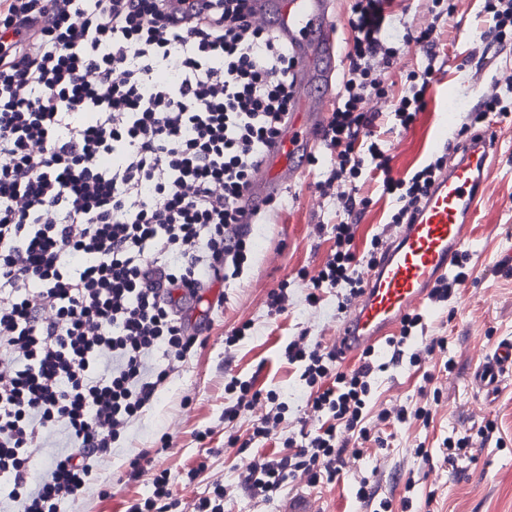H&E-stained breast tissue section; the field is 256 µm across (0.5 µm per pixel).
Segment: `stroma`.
<instances>
[{
    "mask_svg": "<svg viewBox=\"0 0 512 512\" xmlns=\"http://www.w3.org/2000/svg\"><path fill=\"white\" fill-rule=\"evenodd\" d=\"M481 6V0H460L442 37L447 63L427 92L425 112L409 130L386 134L392 177H404L440 151L442 114L466 110L512 69V50L497 52L486 63L480 60L484 40L472 20ZM486 124L498 131L501 145L488 161L483 208L469 229L468 277L447 306L428 301L421 305L425 330L406 344L412 352L444 336L448 349L430 355L423 371L403 364L379 373L371 399L376 409L414 404L428 373L433 386L443 391L440 404L429 424L392 427L387 447H371L335 482L317 486L319 512H365L355 497L364 477L374 482L379 498L391 500L392 512H512V377L489 398L469 384L472 368L500 340L512 338V115H489ZM319 178V170L299 165L269 223L252 225L251 264L241 278L227 284L223 305L208 316L187 317L189 327L200 332L202 345L171 375L154 402L125 430L111 459L61 512H124L129 500L147 496L150 472L136 479L129 476L130 461L145 449L154 450L153 470L169 472L172 490L185 505H193L220 479L227 488L224 512H279L281 499L260 504L240 487L242 474L275 447L256 442L244 450L227 448L229 437L248 438L254 415L225 423L224 382L233 375L276 390L288 406L290 421L306 411V387L299 371L284 359V347L304 331L334 343L340 326L335 294H328L318 309L305 301V277L321 268L333 245L328 234L316 231L319 221L332 219L316 188ZM283 282L288 285V307L282 314H269L267 296ZM246 321L253 324L250 336L235 350L225 351V336ZM448 360L454 365L449 373L443 369ZM489 420L498 428L500 443L445 460L446 436L476 434ZM164 435L170 446L161 452L157 446ZM420 444L429 449V461L414 456ZM191 469L197 472L192 479L187 476ZM405 496L411 500L406 511L401 508Z\"/></svg>",
    "mask_w": 512,
    "mask_h": 512,
    "instance_id": "obj_1",
    "label": "stroma"
}]
</instances>
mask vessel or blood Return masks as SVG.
Returning <instances> with one entry per match:
<instances>
[{"label":"vessel or blood","instance_id":"vessel-or-blood-1","mask_svg":"<svg viewBox=\"0 0 512 512\" xmlns=\"http://www.w3.org/2000/svg\"><path fill=\"white\" fill-rule=\"evenodd\" d=\"M334 0H254L258 13L270 19L276 35L288 43L297 60V93L280 138L268 148L243 198L244 219L276 196L293 175L292 159L304 150L299 129L318 125L322 116L313 103L316 86H330L338 51L329 32L337 25ZM499 136L495 131L472 134L454 154L430 188L413 223L403 225L384 250L367 286L336 336L344 350L376 347L391 336L402 317L422 305L432 285L454 271L468 240L464 231L478 213L484 174ZM512 375V338L474 367L475 388L493 393Z\"/></svg>","mask_w":512,"mask_h":512}]
</instances>
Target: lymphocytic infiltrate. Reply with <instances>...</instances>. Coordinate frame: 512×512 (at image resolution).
<instances>
[{"instance_id": "1", "label": "lymphocytic infiltrate", "mask_w": 512, "mask_h": 512, "mask_svg": "<svg viewBox=\"0 0 512 512\" xmlns=\"http://www.w3.org/2000/svg\"><path fill=\"white\" fill-rule=\"evenodd\" d=\"M251 2L0 0V359L11 364L0 372V481L21 512H60L85 486L194 348L184 307L199 289L238 278L250 259L241 198L288 119L297 67ZM391 2L352 0L342 79L320 131L324 154L306 157L313 168L329 159L316 187L336 218L334 246L305 296L312 308L332 291L346 312L446 166L435 156L393 178L375 123L406 130L425 111L456 7L432 10L416 35L398 40ZM476 18L489 46L512 41V0H483ZM414 47L420 59L393 93L389 70ZM375 99L387 101L385 112L369 109ZM492 113H512L511 73L460 114L448 152ZM372 170L393 210L358 256L355 227L371 200L357 185ZM422 322L407 314L387 363L367 348L349 371L336 346L289 340L284 357L308 390L295 434L275 390L231 377L224 391L236 401L225 423L266 402L249 439L275 438L288 450L255 463L244 490L267 503L298 478L334 482L367 443H381L379 427L429 421L437 389L366 422L378 372L447 349L440 336L405 353ZM159 347L164 364L147 368ZM60 427L70 448L31 481L40 437ZM180 505L162 470L125 512Z\"/></svg>"}]
</instances>
